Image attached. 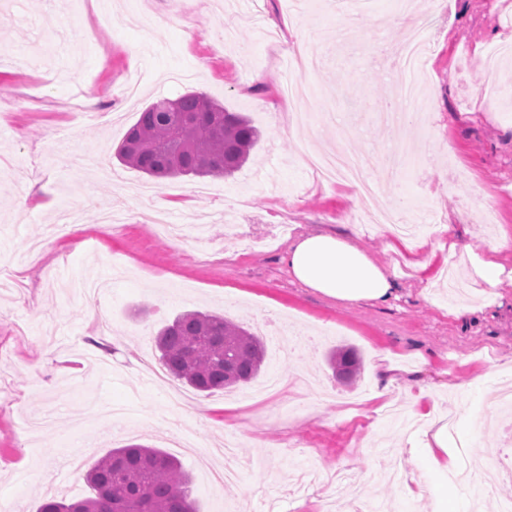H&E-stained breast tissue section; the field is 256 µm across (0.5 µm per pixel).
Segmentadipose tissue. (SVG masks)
Listing matches in <instances>:
<instances>
[{"label":"adipose tissue","mask_w":512,"mask_h":512,"mask_svg":"<svg viewBox=\"0 0 512 512\" xmlns=\"http://www.w3.org/2000/svg\"><path fill=\"white\" fill-rule=\"evenodd\" d=\"M282 261L295 281L321 295L347 304H384L395 296L389 269L359 249L350 237L330 231L294 238ZM429 428L419 443L420 458L431 472L445 474L455 468L458 448L448 440V425L432 403L417 408Z\"/></svg>","instance_id":"1"}]
</instances>
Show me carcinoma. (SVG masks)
Instances as JSON below:
<instances>
[{
	"label": "carcinoma",
	"instance_id": "cac0c4a2",
	"mask_svg": "<svg viewBox=\"0 0 512 512\" xmlns=\"http://www.w3.org/2000/svg\"><path fill=\"white\" fill-rule=\"evenodd\" d=\"M257 139L258 130L247 118L191 91L146 106L117 157L154 178L225 177L243 165ZM155 343L167 371L200 393L251 382L265 360L259 337L221 315L200 311L177 316L158 331ZM330 364L343 380L359 374L351 350H336ZM85 480L91 495L68 504L50 497L38 512H197L184 472L159 448H114Z\"/></svg>",
	"mask_w": 512,
	"mask_h": 512
}]
</instances>
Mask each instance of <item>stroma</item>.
<instances>
[{"mask_svg": "<svg viewBox=\"0 0 512 512\" xmlns=\"http://www.w3.org/2000/svg\"><path fill=\"white\" fill-rule=\"evenodd\" d=\"M429 33L424 94L401 104L406 121L379 116L394 99L383 58L409 24L392 23L393 0H365L372 22L354 39L340 35L336 0H116L110 13L88 17L83 0H9L0 7V260L21 267V283L0 287V496L36 512L47 497L89 495L85 471L109 450L136 441L177 458L191 479L199 512H257L276 489L280 512H327L381 500L392 512H421L422 502L371 472L400 467L425 483L409 435L391 414L415 406L419 391L439 411L477 413L482 426L467 466L494 488L481 512H497L512 481L492 458L502 447L501 415L486 402L500 378L512 376V249L498 256L505 272L496 288L469 280L468 257L438 251L432 288L413 276L407 250L359 217L349 185L320 180L308 158L336 151L354 128L362 151H411L409 173L396 184L372 172L377 198L400 193L452 217L458 235L484 254L488 242L512 237V67L487 73L478 53L506 37L512 0H446ZM318 48L305 121H297L281 82L296 42ZM196 91L239 112L259 130L248 162L226 178L152 180L120 164L116 146L140 111L160 98ZM96 100L94 112H69L71 99ZM135 185H152L172 223L205 225L201 241H176L143 224L147 201ZM37 195L44 209L29 201ZM127 200L124 223L93 233L99 213ZM82 211L85 239L49 236L60 206ZM319 229L351 236L396 274V299L343 306L292 282L281 256L290 240ZM61 279L44 276L45 267ZM486 303L465 326L449 310ZM210 311L234 322L287 327L302 336L296 353L266 338L261 379L281 389L254 399L248 388L203 396L186 389L185 409L172 411L164 390L142 380L140 358H157L155 334L178 314ZM106 315L114 351L89 360ZM339 345L361 358L355 381L327 363ZM421 389H414V382ZM389 385V409L372 392ZM199 408L224 411V422L192 420ZM185 434L223 447L235 442L237 484L217 487L211 467Z\"/></svg>", "mask_w": 512, "mask_h": 512, "instance_id": "stroma-1", "label": "stroma"}]
</instances>
